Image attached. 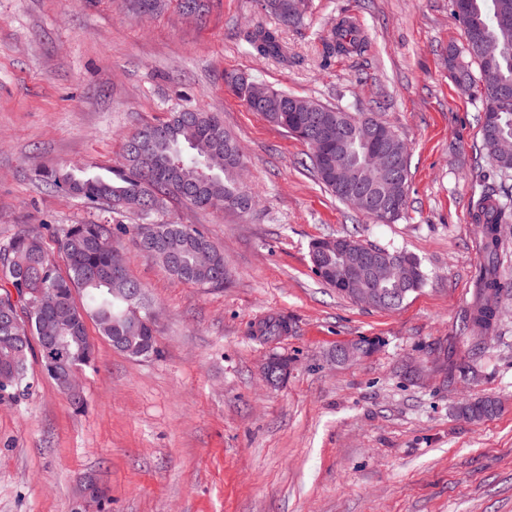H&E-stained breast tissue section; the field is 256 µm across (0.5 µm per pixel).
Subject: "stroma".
Here are the masks:
<instances>
[{
	"instance_id": "obj_1",
	"label": "stroma",
	"mask_w": 512,
	"mask_h": 512,
	"mask_svg": "<svg viewBox=\"0 0 512 512\" xmlns=\"http://www.w3.org/2000/svg\"><path fill=\"white\" fill-rule=\"evenodd\" d=\"M344 17L366 48L326 57ZM258 25L279 28L288 62L251 53ZM463 40L451 0H309L298 27L259 0H211L200 22L173 5L138 17L122 0H0V248L37 224L53 250L71 224L141 223L35 172L104 173L126 135L185 108L221 113L256 197L247 214L172 202L151 217L223 248L221 288L171 279L122 236L158 352L133 358L95 337L81 413L31 363L29 394L0 402V512H80L86 475L107 489L103 512H512V295L485 342L459 332L482 260L470 209L484 161L481 103L448 75V45ZM233 71L392 126L409 149L403 217L378 223L336 200L305 167L308 146L225 85ZM351 233L417 256L425 287L393 312L338 295L309 245ZM271 313L288 335L252 340ZM365 338L371 355L333 361ZM272 353L290 364L275 389L260 375ZM484 397L496 415L459 416Z\"/></svg>"
}]
</instances>
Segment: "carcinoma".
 <instances>
[{
  "label": "carcinoma",
  "instance_id": "carcinoma-1",
  "mask_svg": "<svg viewBox=\"0 0 512 512\" xmlns=\"http://www.w3.org/2000/svg\"><path fill=\"white\" fill-rule=\"evenodd\" d=\"M184 13L201 18L206 13L205 0H176ZM464 29L461 45H448V72L456 83H468L473 95L482 102L480 152L491 169L476 175L477 198L472 200V220L482 236L483 256L477 279L474 302L462 316V330L475 337L497 325V311L505 288L501 282V226L512 223V203L500 199L502 179L512 172V151L498 145L512 140V101L498 105L491 98L493 86L512 85V30H499L502 12L512 13V0H460ZM133 13H158L170 0H126ZM263 9L287 26H298L305 15L302 0H262ZM252 52L279 61L288 60V47L275 29L256 27L246 35ZM365 38L347 20L331 28L325 42L327 54H350L362 50ZM478 72H473L472 65ZM224 83L237 94L251 112L260 113L268 122L283 128L293 137L310 144L313 135L302 134L307 113L304 105L314 101L286 91L268 88L270 98L282 102L274 110L257 107L250 95L249 80L239 73L224 74ZM341 137H331L320 144L323 154L344 153L356 179L373 145V130L384 129L389 137L390 152L397 159L387 179L378 184V194L388 183L408 185L409 155L404 141L395 130L376 116L365 113H340ZM245 160L240 144L224 131L217 112L183 109L162 123L143 124L123 141L120 161L108 174H84L43 170L42 181L57 191L76 196L89 204L110 209L133 210L148 217L169 200L197 208H218L227 204L241 214L252 210L251 196L243 192L236 167ZM310 162L320 183L340 202L346 196L321 167L316 155ZM46 224L31 226L16 234L0 250V281L10 284L14 292L0 293V400L20 397L31 389L29 359L35 357L43 372L53 377L48 356L40 347L43 336H66L65 356L68 364L84 369L94 360L95 344L88 332L93 323L97 334L107 340L125 337V351L131 357H147L157 352L152 322L143 302V287L126 268L124 253L115 241L112 226L103 222L70 224L58 240L59 254L66 271L44 243ZM132 240L148 252L166 273L181 282L221 288L224 286V251L203 232L186 224H136L131 227ZM368 249L408 263L405 280L383 281L374 286L380 298L377 308L394 311L427 281L418 257L370 245ZM86 301L79 304L75 294ZM72 312L67 327L56 319L55 308ZM140 309L141 319L127 317L130 307ZM288 320L280 315L264 318L252 338L274 342L288 334ZM498 410L495 399L486 397L461 406L465 419H480Z\"/></svg>",
  "mask_w": 512,
  "mask_h": 512
}]
</instances>
